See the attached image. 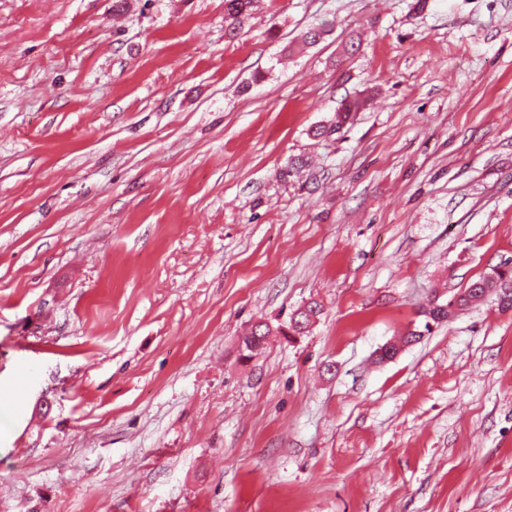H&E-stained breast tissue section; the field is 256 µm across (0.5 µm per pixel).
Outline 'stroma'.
Instances as JSON below:
<instances>
[{
    "instance_id": "1",
    "label": "stroma",
    "mask_w": 512,
    "mask_h": 512,
    "mask_svg": "<svg viewBox=\"0 0 512 512\" xmlns=\"http://www.w3.org/2000/svg\"><path fill=\"white\" fill-rule=\"evenodd\" d=\"M416 2L0 0V512H512V310L421 313L512 260V0ZM254 0H224V22L232 34L236 33L245 17L252 8ZM358 107V101L345 103L343 107L338 112H336L334 118L331 119L329 126L322 125L317 127L314 131H312L313 137H324L325 134H327L328 132L331 133L342 129L350 120L351 113L356 111ZM320 314V305L318 302L313 301L291 313L286 326L288 332L283 330L280 326L273 329L267 323H257L250 329V332L241 339L242 349L239 353L240 358L243 360H251L260 355L265 349L269 336H276L277 333H282L283 335L288 336L301 335L305 333Z\"/></svg>"
}]
</instances>
